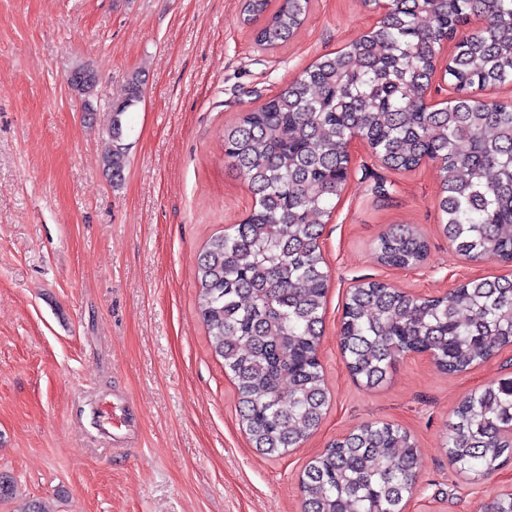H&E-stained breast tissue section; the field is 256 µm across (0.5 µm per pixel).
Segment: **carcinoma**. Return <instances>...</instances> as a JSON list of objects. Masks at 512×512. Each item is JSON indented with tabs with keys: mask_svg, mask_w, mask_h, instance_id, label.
I'll return each mask as SVG.
<instances>
[{
	"mask_svg": "<svg viewBox=\"0 0 512 512\" xmlns=\"http://www.w3.org/2000/svg\"><path fill=\"white\" fill-rule=\"evenodd\" d=\"M243 0V23L272 49L302 26L310 0ZM473 17L484 25L455 47L444 75L456 91L433 109L426 97L440 44ZM512 83V0H391L362 39L326 54L278 95L224 130L231 167L255 196L250 215L205 244L197 261V309L211 347L234 380L253 446L279 457L318 429L326 406L319 358L328 271L323 218L346 181V146L359 136L381 163L410 170L437 160L442 229L472 261L512 262V106L480 92ZM142 97L138 76L112 103L103 169L122 180L123 116ZM381 261L410 268L427 242L397 225L378 240ZM339 345L349 374L382 383L397 358L426 352L463 372L512 345V280L473 279L420 298L383 282L351 289ZM449 421L448 457L485 477L512 458V378L468 394ZM418 448L389 422L333 441L300 478L302 512H403L416 486Z\"/></svg>",
	"mask_w": 512,
	"mask_h": 512,
	"instance_id": "1",
	"label": "carcinoma"
}]
</instances>
